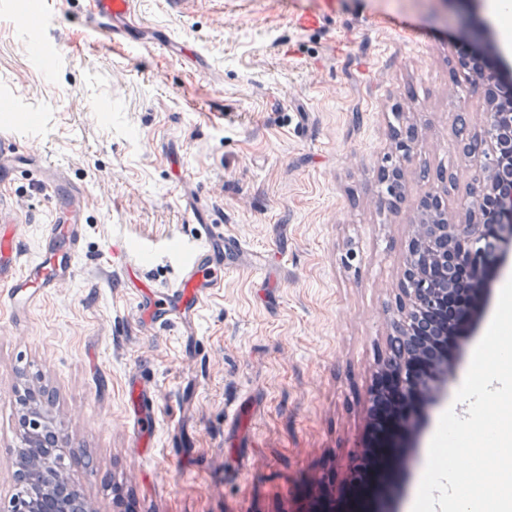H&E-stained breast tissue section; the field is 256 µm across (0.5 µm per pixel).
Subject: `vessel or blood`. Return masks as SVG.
Returning a JSON list of instances; mask_svg holds the SVG:
<instances>
[{"label":"vessel or blood","instance_id":"vessel-or-blood-1","mask_svg":"<svg viewBox=\"0 0 512 512\" xmlns=\"http://www.w3.org/2000/svg\"><path fill=\"white\" fill-rule=\"evenodd\" d=\"M334 7V0H323L317 9L292 12L291 21L298 28L313 30L320 27L327 12ZM134 16V0H91L90 30L94 33L108 31L113 40L130 46L134 43ZM20 157L12 133L1 132L0 180ZM39 169L43 174L40 190L50 200L52 219L36 255L20 261L16 225L0 226V311L6 312L16 323L57 288L75 281L80 273L84 191L66 181L63 167L54 159L42 158ZM193 217L197 233L182 242L172 254V261L178 268L175 280L166 287H153L139 293L137 316L144 331L189 322L210 294L223 287L228 272L257 266L252 249L236 238L225 236L223 226L209 220L204 210H194ZM111 254L113 264L121 272L120 283L123 287H132L133 276L141 268V258L129 250L121 230L112 232ZM153 384L154 374L147 366L136 370L127 382L126 412L138 439L152 436L155 431L157 406Z\"/></svg>","mask_w":512,"mask_h":512}]
</instances>
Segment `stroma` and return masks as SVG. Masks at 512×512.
Segmentation results:
<instances>
[{
  "label": "stroma",
  "mask_w": 512,
  "mask_h": 512,
  "mask_svg": "<svg viewBox=\"0 0 512 512\" xmlns=\"http://www.w3.org/2000/svg\"><path fill=\"white\" fill-rule=\"evenodd\" d=\"M340 0L311 31L285 0H137L145 44L87 37L85 0H8L0 10V131L25 155L62 162L85 190L81 273L26 321L0 316V503L15 489L17 396L44 407L82 464L72 482L96 512H411L439 418L512 277L491 265L449 351L441 404L423 419L373 425L375 373L422 191L448 194L456 221L475 170L460 136L483 131L486 96L459 62V13L500 33L488 0ZM412 26L403 39L396 24ZM418 135L400 146L395 126ZM399 166L385 205L377 172ZM34 167L0 182V222L21 257L48 222ZM200 203L227 235L260 251L227 275L188 328L144 333L115 288L112 227L150 241L141 277L162 288L169 253ZM153 365L157 442L138 446L128 376Z\"/></svg>",
  "instance_id": "35a3bbf8"
}]
</instances>
